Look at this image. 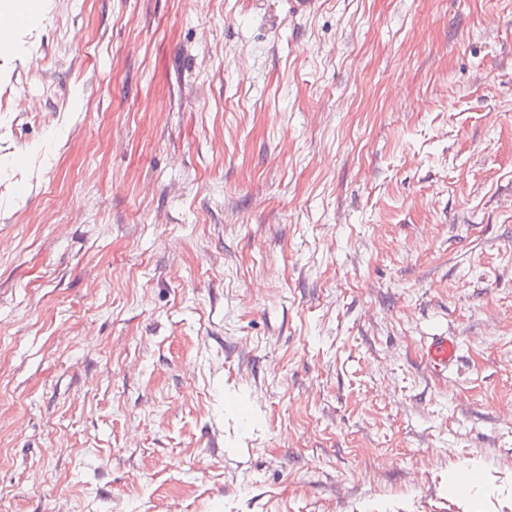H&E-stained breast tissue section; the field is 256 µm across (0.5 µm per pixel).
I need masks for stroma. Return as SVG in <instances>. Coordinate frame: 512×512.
I'll return each mask as SVG.
<instances>
[{
  "instance_id": "stroma-1",
  "label": "stroma",
  "mask_w": 512,
  "mask_h": 512,
  "mask_svg": "<svg viewBox=\"0 0 512 512\" xmlns=\"http://www.w3.org/2000/svg\"><path fill=\"white\" fill-rule=\"evenodd\" d=\"M509 407L512 0L0 45V512H512ZM422 350L426 365L439 375L448 373V367L459 357L457 342L448 336L431 337L424 342Z\"/></svg>"
}]
</instances>
